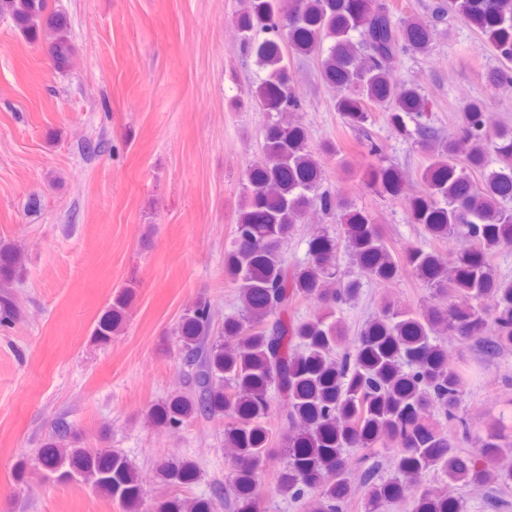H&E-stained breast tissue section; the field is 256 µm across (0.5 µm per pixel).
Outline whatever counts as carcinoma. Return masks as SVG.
Instances as JSON below:
<instances>
[{
	"mask_svg": "<svg viewBox=\"0 0 512 512\" xmlns=\"http://www.w3.org/2000/svg\"><path fill=\"white\" fill-rule=\"evenodd\" d=\"M428 10L427 21L395 25L385 0H245L238 18L240 44L265 73L253 92L255 105L269 116L263 156L246 171L245 204L225 253L240 308L218 330L206 302L181 316L177 343L195 392L147 413L149 423L165 427L197 415L224 420L235 467L234 512H259L258 478L274 457L281 465L278 495L305 501L307 512H343L353 452L377 446L392 453L394 473L379 475L378 460L363 470L364 512L403 502L410 512H466L464 488L486 489L497 506L512 491V425L501 417L481 429L470 425L461 402L473 373L467 365H448L443 343L451 331L488 358L512 351V279L492 267L493 257L512 247V209L505 206L512 200V128L492 123L489 102L479 98L463 107L455 133L445 136L430 125L421 90L392 77L399 51H428L437 25L456 14L503 61L492 82L512 84V0H433ZM0 17L29 39L49 41L56 65L68 66L69 20L49 0H0ZM286 47L295 56L320 58L321 79L340 89L337 109L348 125L363 129L382 110L394 132L427 147L424 193L406 198V207L429 241L458 242L448 259L423 246L398 253L370 212L323 187L306 130L281 120L303 108ZM369 154L377 161L360 173L362 184L402 196L399 170L384 163L377 144ZM313 209L339 213L342 234L319 227L309 261L290 267L288 242ZM341 247L347 270L340 267ZM23 267L17 246L0 244V323L16 315L9 288ZM405 267L435 301L413 310L384 299L349 336L337 312L358 298L361 278L390 280ZM130 296L128 290L115 296L92 331L94 341H112ZM299 297L316 305L311 318L292 316ZM276 407L286 432L272 448L266 421ZM450 423L457 434L448 432ZM459 435L480 443L481 458L458 447ZM34 466L105 494L122 512H141L139 471L110 449L81 444L64 422L38 449ZM431 473L443 475L446 486L427 485ZM155 474L177 487L199 478L191 462L173 458L158 462ZM157 512H214V503L174 498Z\"/></svg>",
	"mask_w": 512,
	"mask_h": 512,
	"instance_id": "1",
	"label": "carcinoma"
}]
</instances>
